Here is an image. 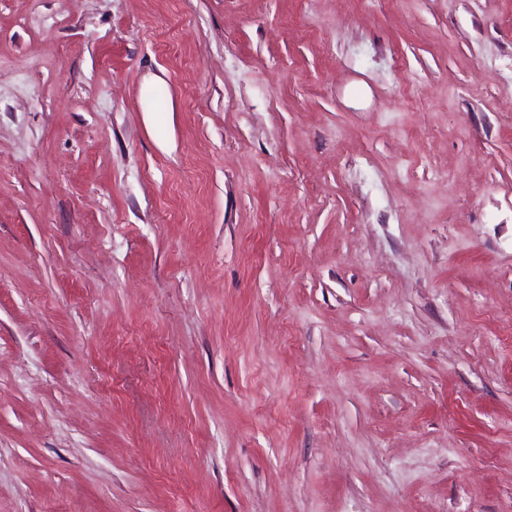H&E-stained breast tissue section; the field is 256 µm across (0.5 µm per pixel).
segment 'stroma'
Instances as JSON below:
<instances>
[{
  "mask_svg": "<svg viewBox=\"0 0 512 512\" xmlns=\"http://www.w3.org/2000/svg\"><path fill=\"white\" fill-rule=\"evenodd\" d=\"M512 0H0V512H512Z\"/></svg>",
  "mask_w": 512,
  "mask_h": 512,
  "instance_id": "35a3bbf8",
  "label": "stroma"
}]
</instances>
